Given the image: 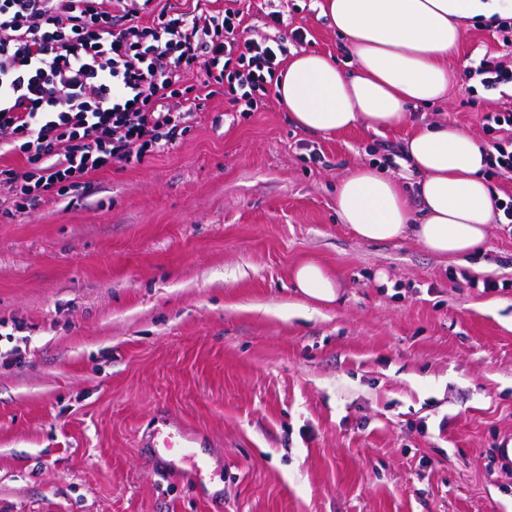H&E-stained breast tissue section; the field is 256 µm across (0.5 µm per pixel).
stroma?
I'll list each match as a JSON object with an SVG mask.
<instances>
[{
  "label": "stroma",
  "mask_w": 512,
  "mask_h": 512,
  "mask_svg": "<svg viewBox=\"0 0 512 512\" xmlns=\"http://www.w3.org/2000/svg\"><path fill=\"white\" fill-rule=\"evenodd\" d=\"M321 2L241 5L255 38L350 66ZM487 55L511 67L512 43L473 23L418 115L512 136L485 120L512 90L468 77ZM188 123L27 213L0 187V512H512V288L479 286L512 280V226L462 262L363 241L336 187L401 172L406 130L325 135L221 96ZM307 259L340 296L299 311ZM178 427L199 473L150 459Z\"/></svg>",
  "instance_id": "obj_1"
}]
</instances>
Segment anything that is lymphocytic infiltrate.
Returning a JSON list of instances; mask_svg holds the SVG:
<instances>
[{"mask_svg": "<svg viewBox=\"0 0 512 512\" xmlns=\"http://www.w3.org/2000/svg\"><path fill=\"white\" fill-rule=\"evenodd\" d=\"M287 48L242 10L167 0H0V168L15 207L64 198L91 173L175 145L205 100L257 112Z\"/></svg>", "mask_w": 512, "mask_h": 512, "instance_id": "obj_1", "label": "lymphocytic infiltrate"}]
</instances>
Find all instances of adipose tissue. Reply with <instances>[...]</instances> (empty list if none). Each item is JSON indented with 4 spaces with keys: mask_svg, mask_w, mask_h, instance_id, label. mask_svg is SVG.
I'll use <instances>...</instances> for the list:
<instances>
[{
    "mask_svg": "<svg viewBox=\"0 0 512 512\" xmlns=\"http://www.w3.org/2000/svg\"><path fill=\"white\" fill-rule=\"evenodd\" d=\"M321 10L353 66L315 50L289 59L277 99L290 119L321 133L411 130L400 174L358 164L340 180V223L367 242L409 237L440 256L469 255L503 217L485 180L486 150L448 123L415 122L412 110L447 97L456 79L448 62L471 20L512 17V0H323ZM293 278L307 299L339 297L338 278L317 262L299 264Z\"/></svg>",
    "mask_w": 512,
    "mask_h": 512,
    "instance_id": "obj_1",
    "label": "adipose tissue"
}]
</instances>
